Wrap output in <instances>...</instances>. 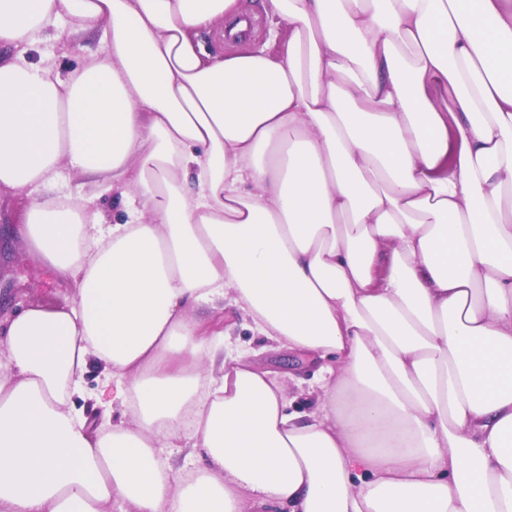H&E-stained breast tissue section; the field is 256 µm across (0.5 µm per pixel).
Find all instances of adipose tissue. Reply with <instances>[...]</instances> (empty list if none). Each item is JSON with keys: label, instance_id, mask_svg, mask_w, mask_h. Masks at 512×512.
<instances>
[{"label": "adipose tissue", "instance_id": "1", "mask_svg": "<svg viewBox=\"0 0 512 512\" xmlns=\"http://www.w3.org/2000/svg\"><path fill=\"white\" fill-rule=\"evenodd\" d=\"M257 8L279 59L204 48L238 0H0V191L76 287L0 323V512H512V0ZM225 299L333 356L311 409L216 362ZM93 362L124 416L95 435ZM67 43L66 35L62 38ZM68 44V43H67ZM56 66L62 73H68L73 68H77L85 58V52L76 44H68L64 51H56ZM64 190L73 196L89 199L91 207L104 212L112 224L123 223L125 214L114 201L115 193L108 185L83 184L78 178L67 175ZM101 368L93 365L84 376V391L80 397H75L73 400L77 409L81 410L88 418L90 424L96 427V422H93L90 417L98 419L101 418L102 412L97 408L94 396L100 386L102 380Z\"/></svg>", "mask_w": 512, "mask_h": 512}]
</instances>
